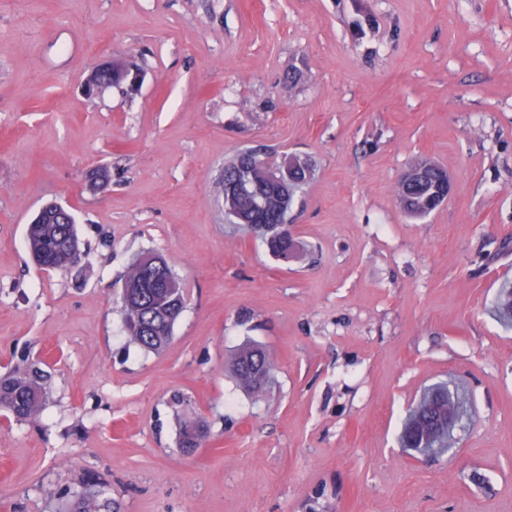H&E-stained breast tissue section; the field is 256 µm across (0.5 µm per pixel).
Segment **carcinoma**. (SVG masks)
Listing matches in <instances>:
<instances>
[{"instance_id":"cac0c4a2","label":"carcinoma","mask_w":512,"mask_h":512,"mask_svg":"<svg viewBox=\"0 0 512 512\" xmlns=\"http://www.w3.org/2000/svg\"><path fill=\"white\" fill-rule=\"evenodd\" d=\"M431 166L430 178L412 184L398 185L397 198L403 203V210L412 217H424L434 211L439 203L435 202L438 181L447 175L440 165L420 161L413 165L417 169ZM263 159L252 150H243L224 164V173L219 179L220 186L238 181L246 184L251 191L248 197L235 196L230 207L246 217H255L262 221V238L269 251L277 258H286L296 253L300 245L286 242L278 236L277 216L261 211L257 207L260 197L268 196L272 187L263 175ZM27 241L34 261L45 268L74 269L79 264L74 254L82 252L75 223L63 224L55 209L46 205L39 218L27 227ZM147 254L138 257L127 269L122 285L126 288L139 286L150 293L147 300H127L123 303L124 331L130 339L148 352L159 353L171 339L174 321L185 308L184 290L181 282L173 275L170 266H165L162 282L153 279L146 264ZM260 360L266 372L273 371L274 362L268 353L259 346L245 344L239 347L232 360V369L240 383L253 392H260L263 384L256 382L250 374L255 360ZM50 376L37 363H29L11 369L0 376V410L7 412L19 421L37 416L48 399ZM448 412L454 419L432 424L433 416ZM468 418V399L459 390L440 386L432 390L413 410L401 436L406 448L430 450L447 448L448 423H458ZM202 426L197 422L185 423L180 433L181 448L186 452L198 447L197 437ZM107 504L102 492L95 491L83 495L78 502L76 512H101Z\"/></svg>"}]
</instances>
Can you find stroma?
I'll use <instances>...</instances> for the list:
<instances>
[{
	"mask_svg": "<svg viewBox=\"0 0 512 512\" xmlns=\"http://www.w3.org/2000/svg\"><path fill=\"white\" fill-rule=\"evenodd\" d=\"M111 59L139 90L88 100ZM243 149L314 163L301 257L225 224ZM421 159L451 190L414 218L395 187ZM51 202L82 276L28 252ZM147 252L186 298L158 355L119 299ZM510 284L512 0H0V375L51 374L38 418L0 414V512H74L91 483L108 512H512ZM247 342L262 395L231 371ZM446 379L472 403L453 448H401Z\"/></svg>",
	"mask_w": 512,
	"mask_h": 512,
	"instance_id": "1",
	"label": "stroma"
}]
</instances>
